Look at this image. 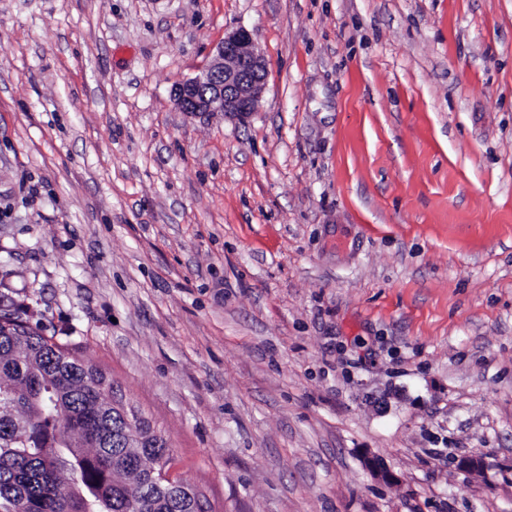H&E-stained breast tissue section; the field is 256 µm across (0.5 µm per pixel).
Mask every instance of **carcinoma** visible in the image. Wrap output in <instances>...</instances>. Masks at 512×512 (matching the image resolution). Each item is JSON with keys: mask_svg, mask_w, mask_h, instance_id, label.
<instances>
[{"mask_svg": "<svg viewBox=\"0 0 512 512\" xmlns=\"http://www.w3.org/2000/svg\"><path fill=\"white\" fill-rule=\"evenodd\" d=\"M31 318L0 297V512H205L194 486L156 488L151 466L173 461L166 436L130 453L124 414L99 413L112 383ZM63 429L86 447L69 448Z\"/></svg>", "mask_w": 512, "mask_h": 512, "instance_id": "obj_1", "label": "carcinoma"}]
</instances>
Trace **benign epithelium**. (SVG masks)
Instances as JSON below:
<instances>
[{"label": "benign epithelium", "instance_id": "7a95c632", "mask_svg": "<svg viewBox=\"0 0 512 512\" xmlns=\"http://www.w3.org/2000/svg\"><path fill=\"white\" fill-rule=\"evenodd\" d=\"M267 78L266 62L252 34L243 28L224 37L204 68L177 82L176 108L190 115L215 112L245 116L255 111Z\"/></svg>", "mask_w": 512, "mask_h": 512}]
</instances>
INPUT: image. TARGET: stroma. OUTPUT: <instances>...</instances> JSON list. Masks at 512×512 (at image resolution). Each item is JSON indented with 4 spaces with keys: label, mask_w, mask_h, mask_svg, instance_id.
Instances as JSON below:
<instances>
[{
    "label": "stroma",
    "mask_w": 512,
    "mask_h": 512,
    "mask_svg": "<svg viewBox=\"0 0 512 512\" xmlns=\"http://www.w3.org/2000/svg\"><path fill=\"white\" fill-rule=\"evenodd\" d=\"M0 280L208 512H512V0H0ZM266 78L258 45L248 30L240 28L224 37L209 64L194 77L174 85L172 98L180 112L190 115L223 112L243 117L255 111Z\"/></svg>",
    "instance_id": "35a3bbf8"
}]
</instances>
